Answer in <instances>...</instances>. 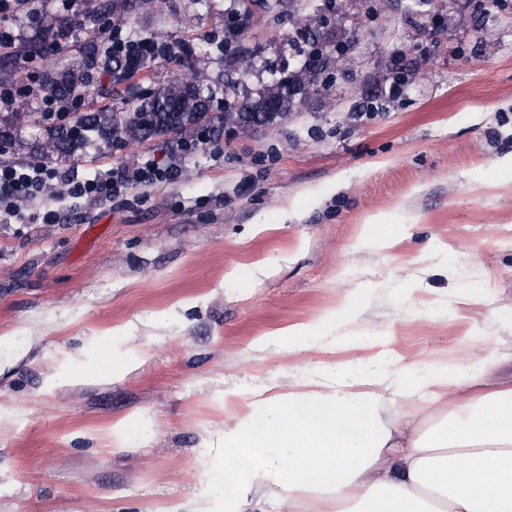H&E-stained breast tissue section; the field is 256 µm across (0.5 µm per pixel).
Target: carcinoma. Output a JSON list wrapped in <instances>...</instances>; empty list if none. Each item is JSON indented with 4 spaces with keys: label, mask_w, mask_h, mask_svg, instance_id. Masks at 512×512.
<instances>
[{
    "label": "carcinoma",
    "mask_w": 512,
    "mask_h": 512,
    "mask_svg": "<svg viewBox=\"0 0 512 512\" xmlns=\"http://www.w3.org/2000/svg\"><path fill=\"white\" fill-rule=\"evenodd\" d=\"M156 4V0H108L107 14L120 24H126L130 15L140 9ZM279 5V0H230L227 16H238L249 22L258 12L269 13ZM63 35L62 25H47L40 37L25 44L23 51L37 54L44 43L57 41ZM296 35L309 45L306 54L319 53L316 64L300 68L286 79H271L261 90L253 92L240 79H224V112L220 115L223 128L235 129L243 134L252 127L266 125L288 116L295 99L305 95L318 84V75L330 63L329 56L318 51L314 31L309 26L297 28ZM88 63L101 62L103 68L112 73L132 75L129 63L120 53L101 55L95 45H90ZM45 85L61 99L71 96L72 90L84 84L83 74L74 71L59 72L49 69L45 72ZM213 87L189 68L179 71L174 77L160 84L149 93L138 97L128 108L139 112L138 118L125 120L117 117L116 110L104 106L100 110L77 116L73 128L56 134L46 140L43 155H68L88 139L92 132L101 137H112L126 142H141L149 138L164 136L170 132L179 133L195 129L205 123L210 112Z\"/></svg>",
    "instance_id": "carcinoma-1"
}]
</instances>
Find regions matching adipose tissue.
I'll return each mask as SVG.
<instances>
[{"instance_id": "obj_1", "label": "adipose tissue", "mask_w": 512, "mask_h": 512, "mask_svg": "<svg viewBox=\"0 0 512 512\" xmlns=\"http://www.w3.org/2000/svg\"><path fill=\"white\" fill-rule=\"evenodd\" d=\"M495 358L467 344L407 386L328 365L293 390L224 414V496L245 512H512V385L483 390Z\"/></svg>"}]
</instances>
